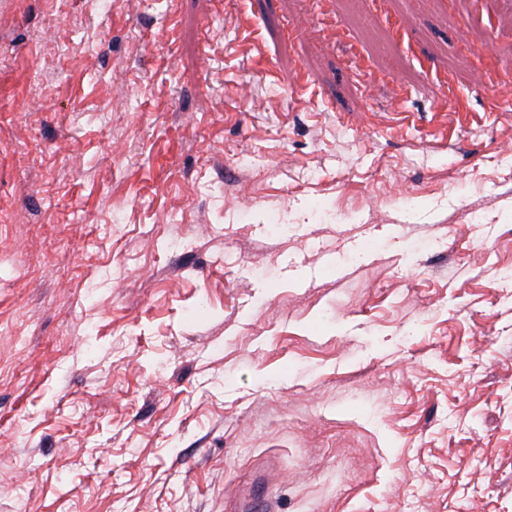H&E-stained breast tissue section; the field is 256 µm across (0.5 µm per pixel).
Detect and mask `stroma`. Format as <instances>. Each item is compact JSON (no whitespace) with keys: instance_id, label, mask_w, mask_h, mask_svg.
Returning a JSON list of instances; mask_svg holds the SVG:
<instances>
[{"instance_id":"1","label":"stroma","mask_w":512,"mask_h":512,"mask_svg":"<svg viewBox=\"0 0 512 512\" xmlns=\"http://www.w3.org/2000/svg\"><path fill=\"white\" fill-rule=\"evenodd\" d=\"M512 0H0V512H512Z\"/></svg>"}]
</instances>
